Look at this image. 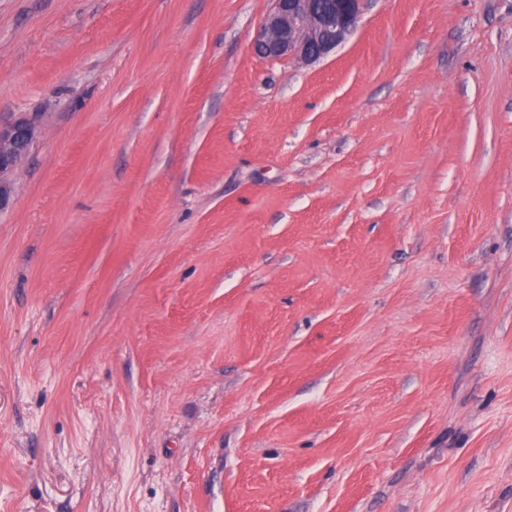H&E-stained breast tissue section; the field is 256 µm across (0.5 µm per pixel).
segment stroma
I'll list each match as a JSON object with an SVG mask.
<instances>
[{"instance_id": "stroma-1", "label": "stroma", "mask_w": 512, "mask_h": 512, "mask_svg": "<svg viewBox=\"0 0 512 512\" xmlns=\"http://www.w3.org/2000/svg\"><path fill=\"white\" fill-rule=\"evenodd\" d=\"M0 0V512H512V0ZM363 0H274L253 43L267 59L315 62L356 30ZM36 138L33 118L20 116L7 125H0V210L5 209L12 197L8 175L28 154Z\"/></svg>"}]
</instances>
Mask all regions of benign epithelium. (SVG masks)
I'll use <instances>...</instances> for the list:
<instances>
[{
    "label": "benign epithelium",
    "mask_w": 512,
    "mask_h": 512,
    "mask_svg": "<svg viewBox=\"0 0 512 512\" xmlns=\"http://www.w3.org/2000/svg\"><path fill=\"white\" fill-rule=\"evenodd\" d=\"M363 0H274L253 43L267 59L315 62L336 50L356 30ZM36 138L33 118L20 116L0 125V210L12 197L8 175L28 154Z\"/></svg>",
    "instance_id": "7a95c632"
}]
</instances>
